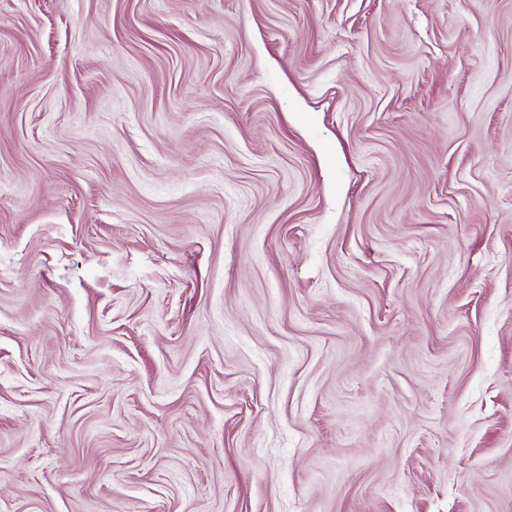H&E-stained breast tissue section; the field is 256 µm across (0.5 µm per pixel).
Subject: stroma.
Returning <instances> with one entry per match:
<instances>
[{"label": "stroma", "mask_w": 512, "mask_h": 512, "mask_svg": "<svg viewBox=\"0 0 512 512\" xmlns=\"http://www.w3.org/2000/svg\"><path fill=\"white\" fill-rule=\"evenodd\" d=\"M0 512H512V0H0Z\"/></svg>", "instance_id": "stroma-1"}]
</instances>
